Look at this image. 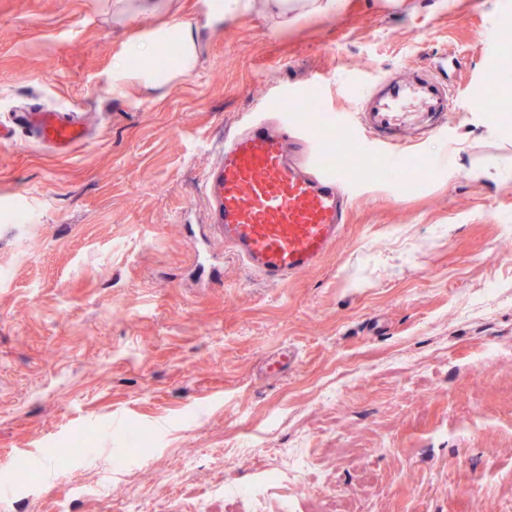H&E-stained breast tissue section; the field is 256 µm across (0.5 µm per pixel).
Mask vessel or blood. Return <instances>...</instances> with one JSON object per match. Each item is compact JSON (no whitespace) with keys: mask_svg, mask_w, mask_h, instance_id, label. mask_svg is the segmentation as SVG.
Masks as SVG:
<instances>
[{"mask_svg":"<svg viewBox=\"0 0 512 512\" xmlns=\"http://www.w3.org/2000/svg\"><path fill=\"white\" fill-rule=\"evenodd\" d=\"M358 109L337 128L359 130L381 161L401 166L397 146L443 132L459 109L454 87L430 70L385 73L358 86ZM41 139L60 150L82 141L86 130L58 112L25 111ZM356 167L325 160L321 146L290 115L270 121L253 112L225 129L224 148L206 170L202 187L208 221L197 240L218 241L244 268L276 286L317 266L349 222Z\"/></svg>","mask_w":512,"mask_h":512,"instance_id":"1","label":"vessel or blood"}]
</instances>
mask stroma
I'll list each match as a JSON object with an SVG mask.
<instances>
[{
  "mask_svg": "<svg viewBox=\"0 0 512 512\" xmlns=\"http://www.w3.org/2000/svg\"><path fill=\"white\" fill-rule=\"evenodd\" d=\"M207 2L0 0V213L26 216L0 221V455L42 466L0 469V512H252L272 472L293 483L266 512H512V88L483 94L512 75V0H252L192 70L113 95L131 44ZM410 66L443 67L460 109L400 172H363L336 248L272 286L218 244L199 283L184 227L225 128L316 78L319 134L366 148L336 132L349 82ZM33 106L86 138L40 142ZM270 10L278 14H288V9H305L309 13H327L336 11L343 0H267Z\"/></svg>",
  "mask_w": 512,
  "mask_h": 512,
  "instance_id": "1",
  "label": "stroma"
}]
</instances>
